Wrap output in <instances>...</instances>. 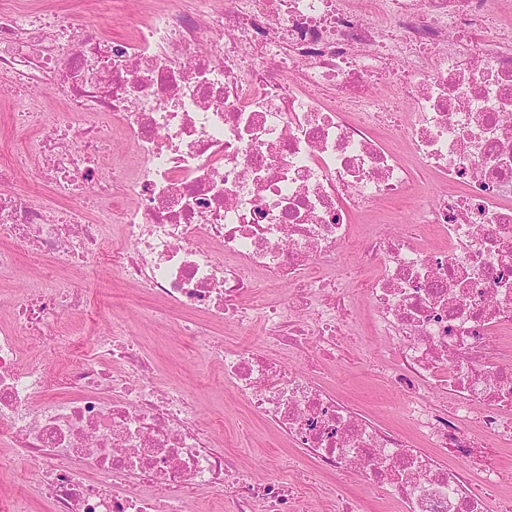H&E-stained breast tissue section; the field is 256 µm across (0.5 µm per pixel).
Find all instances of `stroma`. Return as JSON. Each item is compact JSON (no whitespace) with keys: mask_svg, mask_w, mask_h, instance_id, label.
Here are the masks:
<instances>
[{"mask_svg":"<svg viewBox=\"0 0 512 512\" xmlns=\"http://www.w3.org/2000/svg\"><path fill=\"white\" fill-rule=\"evenodd\" d=\"M31 99L40 105L47 119L65 120L66 115L61 111L64 104L62 95L41 90L33 91L27 99L4 94L0 97V160L22 158V171L13 186L14 192L52 207L58 205L59 199L38 181L34 156L27 151L32 134L9 131L11 114L26 108ZM73 283L87 288L90 299L89 317L73 320L78 336L87 340L112 322L125 324L128 333L141 340L147 355L153 359L158 385L181 381L195 395L203 412L223 416L224 425L217 434V440L225 453L235 456L258 476L265 474L271 457L284 460L292 455V448L262 426H255L247 433L241 431V406L222 388L221 371L200 364L193 343L179 336L175 313L159 309L134 288L111 276L104 267L99 268L92 279L85 281L77 277ZM336 386L381 424L402 433L408 432L409 426L402 417L398 396L387 390L371 368L361 364L347 368L337 378ZM331 484L336 485L344 496L359 500L362 512H399L395 500L378 499L368 494L361 477L355 473L336 477L315 474L306 486L302 512H327L323 489Z\"/></svg>","mask_w":512,"mask_h":512,"instance_id":"35a3bbf8","label":"stroma"}]
</instances>
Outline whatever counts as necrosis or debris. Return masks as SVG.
Returning a JSON list of instances; mask_svg holds the SVG:
<instances>
[{
	"label": "necrosis or debris",
	"mask_w": 512,
	"mask_h": 512,
	"mask_svg": "<svg viewBox=\"0 0 512 512\" xmlns=\"http://www.w3.org/2000/svg\"><path fill=\"white\" fill-rule=\"evenodd\" d=\"M488 3L167 0L120 37L0 0V91L60 90L81 117L12 126L35 132L42 182L98 211L20 197L0 165V273L21 253L53 263L0 322V470L32 463L25 492L53 512H194L206 491L297 512L300 486L225 454L218 421L159 387L123 326L76 344L89 298L60 272L104 260L182 313L242 427L359 473L400 512H512L492 459L512 446V358L495 344L512 328V23ZM410 197L415 223L387 212L395 231L357 236L371 207ZM202 322L261 326L264 343L224 345ZM369 334L411 434L319 378L352 348L371 361Z\"/></svg>",
	"instance_id": "4bbe7bcc"
}]
</instances>
